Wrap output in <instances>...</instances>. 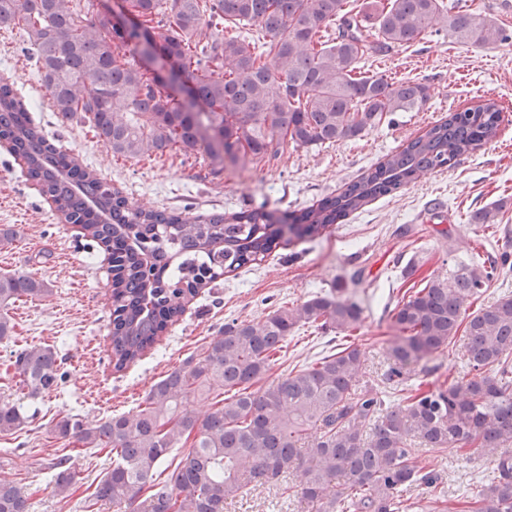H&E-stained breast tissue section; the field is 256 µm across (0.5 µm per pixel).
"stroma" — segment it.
Returning <instances> with one entry per match:
<instances>
[{"mask_svg": "<svg viewBox=\"0 0 512 512\" xmlns=\"http://www.w3.org/2000/svg\"><path fill=\"white\" fill-rule=\"evenodd\" d=\"M364 67L429 84L432 98L425 111L395 113L393 121L335 145H289L249 170L214 176L202 159L179 153L140 161L113 158L88 123L54 112L23 32L0 30V80L14 85L49 143L95 169L130 204L176 210L189 219L262 205L280 214L300 213L448 113L488 95L504 106L497 137L480 151L376 199L319 237L293 239L260 265L211 282L142 360L123 373L113 371L109 357L111 275L105 251L87 243L73 225L60 223L27 178L25 162L0 152V227L15 232L12 244L0 246V273L21 271L53 290L51 296L24 297L10 306L14 333L0 343V403L20 405L29 416L14 434L0 435V477L22 488L30 512H78L75 501L97 485L112 460L106 451L77 448L58 438L54 424L61 416L101 421L129 411L154 382L200 353L225 323L260 322L318 293H339L362 308L363 322L353 342L366 354L369 379L386 401H394L395 391L383 381L386 349L395 334L385 308L423 280L447 278L449 266L471 253L494 257L512 252V44L467 47L427 34L388 56L369 58ZM495 202L501 205L495 227L471 223L473 212ZM342 342V335L331 330L296 329L272 373L303 368ZM33 345L52 346L63 375L57 389L34 398L13 368L14 352ZM466 372L460 349L453 346L416 365L414 380L438 386ZM496 454L493 448L469 457L453 446L413 448L420 465L436 476L435 488L451 498L472 495L490 480ZM65 455L75 470L68 502L55 495L53 484L54 465ZM312 510V504L265 486L251 488L224 507V512Z\"/></svg>", "mask_w": 512, "mask_h": 512, "instance_id": "1", "label": "stroma"}]
</instances>
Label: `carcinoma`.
I'll return each instance as SVG.
<instances>
[{
    "mask_svg": "<svg viewBox=\"0 0 512 512\" xmlns=\"http://www.w3.org/2000/svg\"><path fill=\"white\" fill-rule=\"evenodd\" d=\"M71 0H0V29L20 27L36 57L52 107L88 121L116 157L201 153L213 174L245 169L291 143L337 144L377 126L391 112L423 109L424 83L390 82L360 62L444 30L455 43L495 46L512 40L496 19L459 0L371 3L373 22L358 20L357 0H126L133 18L119 29L103 14L81 13ZM257 27L253 40L217 26ZM140 26L174 59L190 84L191 104L155 83L126 59ZM501 104L483 99L428 127L359 178L302 210L304 235L362 210L371 201L449 168L496 138ZM0 138L22 155L60 218L83 236L112 245L110 359L120 373L136 364L200 288L263 261L283 238L281 218L264 206L188 220L167 209L132 207L95 170L46 139L18 99L0 83ZM512 271V256L475 253L402 298L391 320L398 336L387 347L383 379L397 392L388 404L365 380V359L345 344L309 366L270 377L276 355L299 326L318 323L350 334L361 307L319 294L281 307L265 321H232L198 355L149 389L136 410L99 423L67 415L56 435L82 448H108L112 466L79 508L109 502L124 512H224V502L257 485H272L320 505L319 512H402L401 493L435 486L411 445H457L473 455L499 448L496 476L476 494L445 504L436 495L425 512H512V296L471 309L491 284ZM52 292L25 273L0 275V341L13 335L4 310L23 296ZM460 342L467 375L446 389L410 387L411 366ZM16 373L36 397L61 379L57 352L33 346L15 352ZM212 400L200 416L190 398ZM27 420L22 407L0 404V435ZM181 447L170 476L156 468ZM55 493L66 499L75 473L57 463ZM297 475L291 484L289 475ZM0 512H28L17 484L0 478Z\"/></svg>",
    "mask_w": 512,
    "mask_h": 512,
    "instance_id": "carcinoma-1",
    "label": "carcinoma"
}]
</instances>
